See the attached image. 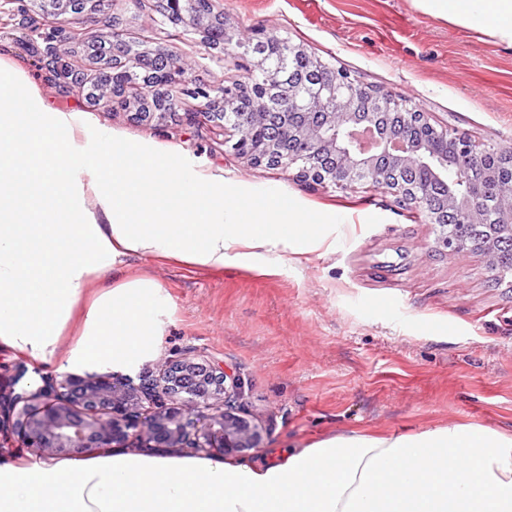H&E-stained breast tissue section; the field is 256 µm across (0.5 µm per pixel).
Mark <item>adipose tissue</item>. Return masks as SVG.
Segmentation results:
<instances>
[{"instance_id":"ef3b65f1","label":"adipose tissue","mask_w":512,"mask_h":512,"mask_svg":"<svg viewBox=\"0 0 512 512\" xmlns=\"http://www.w3.org/2000/svg\"><path fill=\"white\" fill-rule=\"evenodd\" d=\"M413 2L512 44V0ZM223 195V178L114 143L0 66V348L60 372L133 375L162 350L170 298L145 275L101 286L125 259L220 270L241 245L309 251L328 239L325 225L291 223L278 194L251 221L238 203L217 205ZM0 512H512V434L453 421L336 433L262 464L124 448L0 455Z\"/></svg>"}]
</instances>
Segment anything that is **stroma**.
Listing matches in <instances>:
<instances>
[{"instance_id":"1","label":"stroma","mask_w":512,"mask_h":512,"mask_svg":"<svg viewBox=\"0 0 512 512\" xmlns=\"http://www.w3.org/2000/svg\"><path fill=\"white\" fill-rule=\"evenodd\" d=\"M231 23L227 47L205 48L188 22L168 20L157 0H112L104 11L67 14L111 44L114 31L145 48L195 61L210 85L242 78V43L286 38L360 83L391 91L432 123L478 148L512 145V45L417 9L412 0H213ZM45 43L18 23L0 24V60L34 83L53 107L84 112L114 141L222 175L248 211L278 192L300 224H330L319 249L287 251L271 273L229 259L216 272L167 260L130 259L114 286L142 274L170 296L163 350L145 365L194 357L239 376L247 414L261 422V461L338 432H416L460 421L512 433V284L492 281L479 256L436 251V225L412 218L395 196L297 179L295 170L234 155L236 132L208 121L130 119L93 105L43 65ZM51 367L0 351V391L32 388Z\"/></svg>"}]
</instances>
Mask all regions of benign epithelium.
Here are the masks:
<instances>
[{
	"instance_id": "obj_1",
	"label": "benign epithelium",
	"mask_w": 512,
	"mask_h": 512,
	"mask_svg": "<svg viewBox=\"0 0 512 512\" xmlns=\"http://www.w3.org/2000/svg\"><path fill=\"white\" fill-rule=\"evenodd\" d=\"M103 0H49L45 28V68L62 73L84 89L92 83L91 100L110 109L128 107L127 63L149 72L142 95L151 96L152 112H136L140 121L162 122L179 115L182 101L166 95L178 84L184 95L199 101L191 120L202 115L238 134L233 150L255 164L288 168L298 176L341 189L364 182L389 192L439 224L440 199L448 214L461 213L464 223L441 225L436 247L450 254L475 253L494 272L511 254L500 250L504 236H512V181L493 176L474 181L469 170L483 153L465 136H448V129L432 124L426 113L373 87L356 83L306 49L286 40L264 36L255 47L261 54L247 72H268L264 84L241 82L224 87L219 95L197 81L186 63L167 66L171 53L163 48L139 49L114 32L112 64L87 75L69 66L73 48L92 39L71 29L65 15L78 14ZM171 20H189L210 46L224 43L226 23L196 7L195 0H162ZM318 76L311 84L302 74ZM291 101L288 109L283 100ZM494 189L496 218L486 223V196ZM240 399L242 383L223 367H206L187 357L166 362L159 378L139 384L124 375L68 374L58 380L42 378V385L22 392L0 394V426H14L23 446L45 457L98 448H190L208 454L214 448L236 452L256 448L262 427L225 408ZM203 419L201 427L195 420Z\"/></svg>"
}]
</instances>
